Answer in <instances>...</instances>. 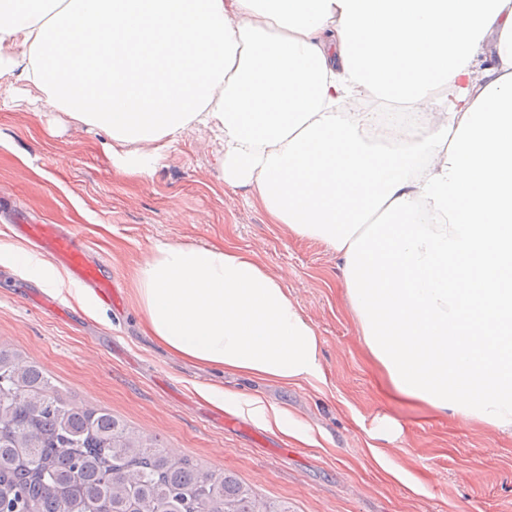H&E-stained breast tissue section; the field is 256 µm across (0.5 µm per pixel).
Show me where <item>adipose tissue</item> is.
Wrapping results in <instances>:
<instances>
[{"instance_id":"obj_1","label":"adipose tissue","mask_w":512,"mask_h":512,"mask_svg":"<svg viewBox=\"0 0 512 512\" xmlns=\"http://www.w3.org/2000/svg\"><path fill=\"white\" fill-rule=\"evenodd\" d=\"M12 76L104 131L128 177L207 127L225 185L335 252L390 392L512 436V0H0ZM367 98L421 114L422 140L369 141L372 114L340 109ZM135 291L186 361L328 384L315 328L253 254L160 243ZM200 393L317 442L286 408Z\"/></svg>"}]
</instances>
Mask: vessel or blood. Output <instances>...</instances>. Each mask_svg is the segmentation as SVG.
I'll use <instances>...</instances> for the list:
<instances>
[{
    "instance_id": "1",
    "label": "vessel or blood",
    "mask_w": 512,
    "mask_h": 512,
    "mask_svg": "<svg viewBox=\"0 0 512 512\" xmlns=\"http://www.w3.org/2000/svg\"><path fill=\"white\" fill-rule=\"evenodd\" d=\"M9 230L29 241L40 256L66 270L75 282L106 303H116L111 276L102 261L93 259L88 242L77 230L58 224H13Z\"/></svg>"
}]
</instances>
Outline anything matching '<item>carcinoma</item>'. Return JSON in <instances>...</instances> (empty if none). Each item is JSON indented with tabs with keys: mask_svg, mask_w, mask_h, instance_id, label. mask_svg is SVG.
<instances>
[{
	"mask_svg": "<svg viewBox=\"0 0 512 512\" xmlns=\"http://www.w3.org/2000/svg\"><path fill=\"white\" fill-rule=\"evenodd\" d=\"M0 508L6 512H75L58 496L102 497L112 512H293L265 500L234 473H215L178 457L157 437L135 431L101 407L79 404L20 353L0 344Z\"/></svg>",
	"mask_w": 512,
	"mask_h": 512,
	"instance_id": "carcinoma-1",
	"label": "carcinoma"
}]
</instances>
